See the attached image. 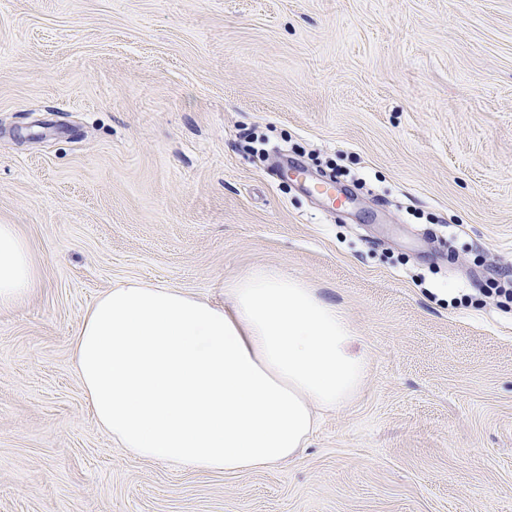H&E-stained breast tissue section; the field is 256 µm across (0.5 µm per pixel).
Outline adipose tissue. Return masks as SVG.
Returning a JSON list of instances; mask_svg holds the SVG:
<instances>
[{"label":"adipose tissue","instance_id":"1","mask_svg":"<svg viewBox=\"0 0 512 512\" xmlns=\"http://www.w3.org/2000/svg\"><path fill=\"white\" fill-rule=\"evenodd\" d=\"M38 270L0 224V310L32 294ZM231 306L127 280L105 291L75 338V369L99 427L131 456L237 472L299 456L317 410L347 406L366 359L336 306L302 281L257 269Z\"/></svg>","mask_w":512,"mask_h":512}]
</instances>
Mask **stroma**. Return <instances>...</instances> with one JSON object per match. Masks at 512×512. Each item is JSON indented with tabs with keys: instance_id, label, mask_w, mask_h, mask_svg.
<instances>
[{
	"instance_id": "obj_1",
	"label": "stroma",
	"mask_w": 512,
	"mask_h": 512,
	"mask_svg": "<svg viewBox=\"0 0 512 512\" xmlns=\"http://www.w3.org/2000/svg\"><path fill=\"white\" fill-rule=\"evenodd\" d=\"M0 224V512H512V0H0ZM258 268L346 317L356 398L271 469L119 448L88 309ZM37 284L38 270L16 225L0 224V310L26 299Z\"/></svg>"
}]
</instances>
